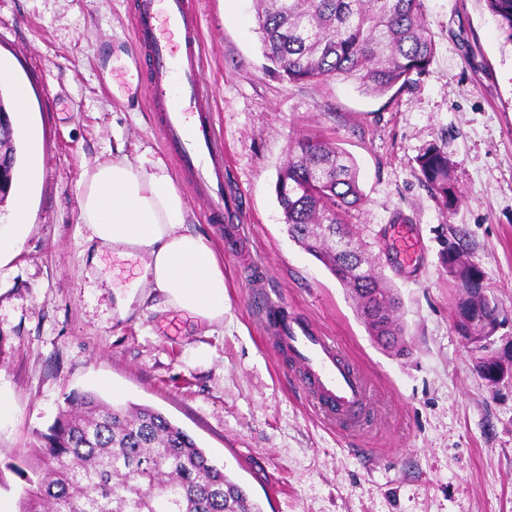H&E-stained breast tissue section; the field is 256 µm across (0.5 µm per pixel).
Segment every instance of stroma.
<instances>
[{"label":"stroma","instance_id":"1","mask_svg":"<svg viewBox=\"0 0 512 512\" xmlns=\"http://www.w3.org/2000/svg\"><path fill=\"white\" fill-rule=\"evenodd\" d=\"M140 0H0V57L28 89V133L16 140L30 225L0 261V498L17 503L29 448L72 393L149 405L187 431L244 485L263 512H512V381L475 371L454 329L457 284L443 262L459 232L512 340V44L484 0H424L435 53L396 95L331 80L291 83L268 70L256 0H192L203 38L202 82L224 151V185L241 235L205 207L164 148L132 36ZM316 137L346 151L363 203L347 215L376 270L397 289L411 353L373 342L348 290L286 231L274 185L288 142ZM442 145L461 201L453 213L419 179L416 157ZM162 160L224 263V322L137 305L121 320L116 293L137 258L84 262L79 198L100 163ZM417 249L405 264L395 212ZM290 315L333 337L370 384L369 421L344 435L316 411L269 344L253 283Z\"/></svg>","mask_w":512,"mask_h":512}]
</instances>
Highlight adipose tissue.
<instances>
[{"label": "adipose tissue", "mask_w": 512, "mask_h": 512, "mask_svg": "<svg viewBox=\"0 0 512 512\" xmlns=\"http://www.w3.org/2000/svg\"><path fill=\"white\" fill-rule=\"evenodd\" d=\"M79 207L96 251L146 255L139 284L163 306L223 322L224 265L210 239L188 229V209L164 163L147 167L124 156L99 164Z\"/></svg>", "instance_id": "obj_1"}]
</instances>
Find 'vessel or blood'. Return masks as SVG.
I'll return each mask as SVG.
<instances>
[{
    "mask_svg": "<svg viewBox=\"0 0 512 512\" xmlns=\"http://www.w3.org/2000/svg\"><path fill=\"white\" fill-rule=\"evenodd\" d=\"M133 26L148 56L149 98L169 149L207 197L211 216L233 223L236 210L224 195L222 149L201 81L198 23L190 0H142ZM254 298L273 343L287 353L318 411L340 429L359 427L370 398L361 371L332 337L288 315L279 296L259 285Z\"/></svg>",
    "mask_w": 512,
    "mask_h": 512,
    "instance_id": "obj_1",
    "label": "vessel or blood"
}]
</instances>
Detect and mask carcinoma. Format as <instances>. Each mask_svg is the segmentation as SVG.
I'll return each instance as SVG.
<instances>
[{
    "instance_id": "cac0c4a2",
    "label": "carcinoma",
    "mask_w": 512,
    "mask_h": 512,
    "mask_svg": "<svg viewBox=\"0 0 512 512\" xmlns=\"http://www.w3.org/2000/svg\"><path fill=\"white\" fill-rule=\"evenodd\" d=\"M261 2L256 19L269 70L290 82H351L385 95L416 81L434 57L424 0ZM485 2L512 43V0ZM416 164L443 210H455L460 195L444 148L430 144ZM275 193L289 236L359 299L369 334L409 354L396 317L400 298L345 222L364 200L354 161L318 139L292 141ZM443 259L457 281L454 328L465 340L468 320H496L498 311L488 296L473 295L469 280L483 275L460 243L447 240ZM32 455L31 471L11 467L22 481L20 512H262L191 435L150 406L77 394Z\"/></svg>"
}]
</instances>
